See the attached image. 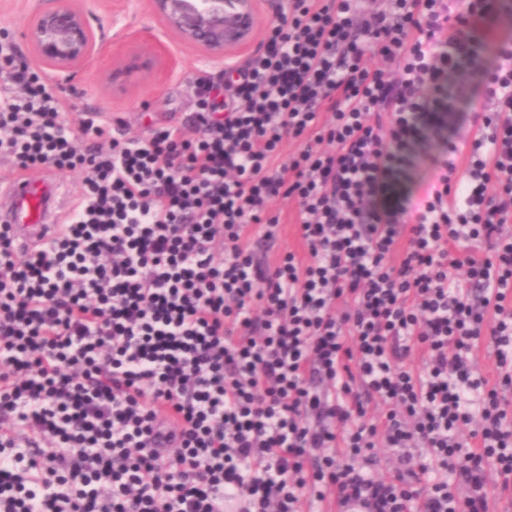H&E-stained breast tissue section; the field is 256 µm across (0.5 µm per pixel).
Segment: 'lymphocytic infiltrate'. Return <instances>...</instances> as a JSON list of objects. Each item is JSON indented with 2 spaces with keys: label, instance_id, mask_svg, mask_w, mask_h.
<instances>
[{
  "label": "lymphocytic infiltrate",
  "instance_id": "obj_1",
  "mask_svg": "<svg viewBox=\"0 0 512 512\" xmlns=\"http://www.w3.org/2000/svg\"><path fill=\"white\" fill-rule=\"evenodd\" d=\"M363 2L286 0L227 95L194 81L195 111L140 140L70 130L7 56L0 155L86 177L34 251L0 226V512L512 498V68L457 80L481 0ZM275 200L301 249L271 263Z\"/></svg>",
  "mask_w": 512,
  "mask_h": 512
}]
</instances>
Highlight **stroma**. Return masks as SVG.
Instances as JSON below:
<instances>
[{"instance_id": "1", "label": "stroma", "mask_w": 512, "mask_h": 512, "mask_svg": "<svg viewBox=\"0 0 512 512\" xmlns=\"http://www.w3.org/2000/svg\"><path fill=\"white\" fill-rule=\"evenodd\" d=\"M115 0H81L92 12L104 38L100 56L89 61L69 81L59 82V95L68 100V121L78 126L80 119L93 117L108 123H120L131 136L143 138L152 125H178L192 112L194 99L191 83L204 78L216 82L224 79V65L200 59L198 51L165 35L147 0L122 14L120 24H113ZM162 39L178 60L175 71L160 66L146 79H132L126 90L112 91V69L122 63L137 47L140 37Z\"/></svg>"}]
</instances>
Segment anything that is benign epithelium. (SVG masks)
<instances>
[{
    "mask_svg": "<svg viewBox=\"0 0 512 512\" xmlns=\"http://www.w3.org/2000/svg\"><path fill=\"white\" fill-rule=\"evenodd\" d=\"M166 31L199 49L203 57L224 58L253 40L258 20L257 0H149ZM32 63L66 80L101 50V34L91 15L75 0H53L36 6L23 32ZM141 51L112 70V87L122 90L129 78L149 71L165 52L152 38L139 39Z\"/></svg>",
    "mask_w": 512,
    "mask_h": 512,
    "instance_id": "benign-epithelium-1",
    "label": "benign epithelium"
}]
</instances>
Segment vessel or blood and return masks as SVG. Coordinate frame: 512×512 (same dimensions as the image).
Listing matches in <instances>:
<instances>
[{
	"mask_svg": "<svg viewBox=\"0 0 512 512\" xmlns=\"http://www.w3.org/2000/svg\"><path fill=\"white\" fill-rule=\"evenodd\" d=\"M53 204L47 183L18 174L7 190L0 191V225H9L17 244L33 248L54 234Z\"/></svg>",
	"mask_w": 512,
	"mask_h": 512,
	"instance_id": "vessel-or-blood-1",
	"label": "vessel or blood"
}]
</instances>
